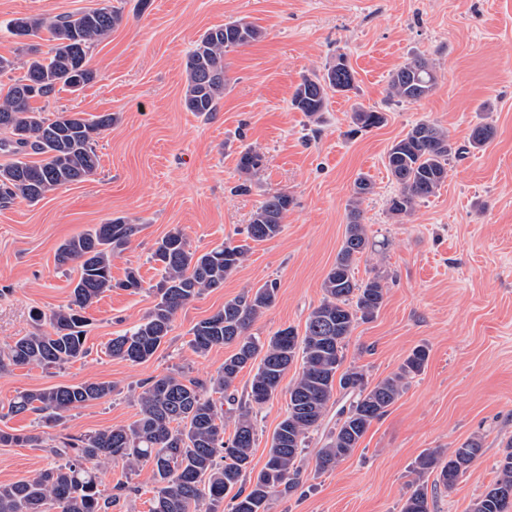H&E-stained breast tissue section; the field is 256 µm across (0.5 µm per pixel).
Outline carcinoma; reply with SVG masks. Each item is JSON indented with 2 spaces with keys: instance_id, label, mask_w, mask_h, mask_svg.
Returning <instances> with one entry per match:
<instances>
[{
  "instance_id": "cac0c4a2",
  "label": "carcinoma",
  "mask_w": 512,
  "mask_h": 512,
  "mask_svg": "<svg viewBox=\"0 0 512 512\" xmlns=\"http://www.w3.org/2000/svg\"><path fill=\"white\" fill-rule=\"evenodd\" d=\"M121 21V13L105 5L55 19L28 16L8 22L13 35L44 34L53 45L45 56L35 46L24 45L25 73L0 97V151L13 155L12 161L0 164V207L18 198L36 204L96 172V138L116 117L109 112L89 118L83 112L62 110L50 118L32 107L31 100L48 99L64 88L75 91L91 82L94 73L86 66L87 52ZM262 35L258 26L243 21L207 29L186 60L185 109L207 117L218 111L227 85L224 53ZM437 83L435 65L414 57L391 74L389 94L399 102L416 103L431 95ZM354 86V71L340 56L322 75L303 78L291 105L317 118L327 107L329 92L348 93ZM385 121V114L373 109L357 107L352 113V122L360 130ZM493 135L492 126L478 124L468 145L456 147L443 128L428 121L412 125L387 151L386 167L398 187L388 202L389 212L395 217L411 214L418 202L435 195L448 179L452 159L483 147ZM32 153L41 159L27 160ZM259 164L260 155L252 148L240 152L241 172L248 173ZM372 191L368 178L360 176L354 181L345 238L323 279V298L310 312L303 335L291 326L264 340L249 334L255 320L276 299L278 288L273 281L224 302L221 309L193 326L189 340L199 356L217 346L233 347L216 375L201 380L173 371L139 384L133 393L138 406L134 421L84 437L63 438L60 447L53 449L62 462L0 485V512H112L128 494L123 484L111 495L101 493L96 470L110 462L130 471L144 463L152 465L155 486L150 512H268L273 497L300 486L307 439L319 427L334 394L352 392L355 401L340 412L336 428L315 460L318 472L336 469L428 360L426 349L417 347L397 372L374 384L362 368L344 366L346 340L359 321L375 315L386 295L380 277L361 282L355 277L360 255L372 247L360 209ZM292 204L293 196L286 192L270 194L246 226V242L229 241L205 252L192 249L184 232L173 228L155 243L151 259L160 267L161 277L149 285L136 268L127 269L121 280L112 279V258L127 248L139 225L118 217L64 240L56 251L57 263L75 265L78 274L69 300L48 315L32 312L34 323L46 321L51 331L36 330L0 349V370L50 368L85 357L86 311L114 288L146 292L154 301L141 322L109 341L108 351L133 364L149 360L172 330L176 314L207 290L224 286V280L248 260V241H266L281 233L282 220ZM298 359L302 370L288 386L286 412L272 435L267 461L255 474L257 414L278 392L283 376ZM251 366L249 390L237 404L231 388ZM112 391L111 383L91 380L23 391L9 401L8 413L29 412L47 425L58 426L70 410L105 399ZM215 394L233 406L228 435ZM45 442L39 433L22 435L0 429L3 447L41 448ZM483 453L478 436L466 439L448 455L439 448L423 453L414 463V478L407 484L401 512H430L428 489H453ZM497 473L495 483L471 512H512V452L497 462Z\"/></svg>"
}]
</instances>
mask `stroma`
Segmentation results:
<instances>
[{
  "instance_id": "1",
  "label": "stroma",
  "mask_w": 512,
  "mask_h": 512,
  "mask_svg": "<svg viewBox=\"0 0 512 512\" xmlns=\"http://www.w3.org/2000/svg\"><path fill=\"white\" fill-rule=\"evenodd\" d=\"M108 3L120 8L122 21L86 58L95 80L35 105L49 116L73 110L111 113L116 121L95 143L99 167L90 179L34 205L19 200L0 208V347L33 331V310L66 303L76 273L58 266L55 252L92 225L117 217L140 225L113 258L112 276L120 280L136 268L154 282L160 274L150 254L172 228L203 251L244 240L270 193L288 192L294 203L277 237L252 243L248 260L223 287L177 313L148 361L133 364L107 350L152 306L148 294L115 289L87 311L85 358L60 368L0 371V429L38 428L35 415L8 414L17 392L85 380L111 383L114 391L71 411L49 436L130 423L140 383L177 369L199 379L216 374L229 348L196 355L190 329L225 301L270 281L277 298L252 334L265 338L288 326L303 331L323 298L353 184L363 175L373 184L361 205L373 247L355 277L380 275L387 293L374 317L353 331L346 361L362 367L372 383L397 372L416 346L427 348L428 362L358 447L335 470L319 473L316 452L352 400L335 394L310 436L302 486L272 499L268 512H400L415 459L428 449L451 451L477 434L482 458L452 490L429 496L430 512H470L512 442V0H0V56L20 55L21 38L5 28L11 19L53 18ZM239 19L260 27L262 37L225 54L227 89L218 112L186 111L185 62L196 40ZM341 54L355 72V90L330 94L316 120L294 109L302 78L322 74ZM416 56L435 64L436 89L417 103L391 100L390 74ZM358 105L384 112L385 123L354 132ZM422 120L447 130L457 146L467 145L480 123L495 134L482 150L451 161L435 196L395 218L387 211L397 186L386 154ZM248 147L262 161L245 174L237 161ZM287 401L279 392L258 415L254 470L267 460ZM55 462L45 447H0V484ZM98 483L106 495L119 483L134 487L121 512H150L151 465L133 472L119 463L103 466Z\"/></svg>"
}]
</instances>
